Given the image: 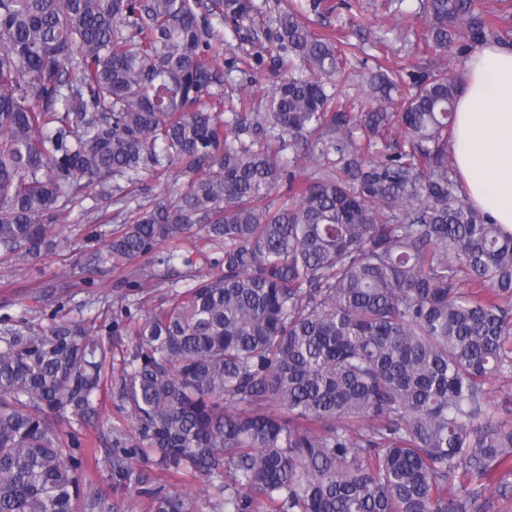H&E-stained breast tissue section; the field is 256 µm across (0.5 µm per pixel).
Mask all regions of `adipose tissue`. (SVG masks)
I'll return each instance as SVG.
<instances>
[{
	"label": "adipose tissue",
	"instance_id": "1",
	"mask_svg": "<svg viewBox=\"0 0 512 512\" xmlns=\"http://www.w3.org/2000/svg\"><path fill=\"white\" fill-rule=\"evenodd\" d=\"M453 162L467 203L512 230V47L478 45L455 101Z\"/></svg>",
	"mask_w": 512,
	"mask_h": 512
}]
</instances>
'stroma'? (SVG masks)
<instances>
[{
  "instance_id": "stroma-1",
  "label": "stroma",
  "mask_w": 512,
  "mask_h": 512,
  "mask_svg": "<svg viewBox=\"0 0 512 512\" xmlns=\"http://www.w3.org/2000/svg\"><path fill=\"white\" fill-rule=\"evenodd\" d=\"M420 2L394 0L392 6L387 7L381 0H356L353 22L341 29L342 35L359 47L351 77L341 80L338 86V99L347 110L356 112L367 106L369 79L379 65L418 74L429 66L442 64L452 78L462 80L464 58L416 49L415 35L424 32L427 25L425 14L419 11ZM215 31V46L220 52L217 64L224 71L225 98L248 104L264 100L272 89V79L258 84L246 81L249 66L260 51L259 44L253 42L247 30H236L229 20L216 25ZM83 224L81 209H74L56 227L60 246L43 253L37 262L22 265L0 259V315L24 313L31 321L46 325L53 312L59 309L64 316L98 327L103 323L102 311L111 310L120 316L127 314L132 320L141 321L161 304L162 295L156 292L149 279L142 283V294L123 302L115 300L112 287L125 271L109 264L87 265V257L100 249L101 244L87 239ZM55 279L65 280L69 286V295L61 306L44 291L45 285ZM129 427L130 422L118 399L113 394H105L100 418L86 431L85 450L89 475L104 491L112 489L105 450L114 430Z\"/></svg>"
}]
</instances>
